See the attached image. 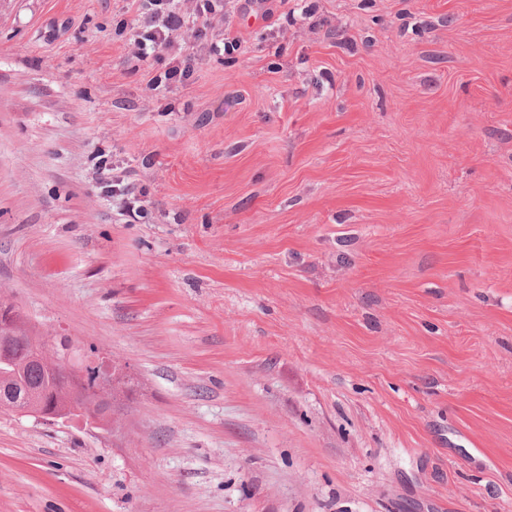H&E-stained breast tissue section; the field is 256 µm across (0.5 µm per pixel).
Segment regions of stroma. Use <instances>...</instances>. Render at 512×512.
Instances as JSON below:
<instances>
[{"label":"stroma","instance_id":"obj_1","mask_svg":"<svg viewBox=\"0 0 512 512\" xmlns=\"http://www.w3.org/2000/svg\"><path fill=\"white\" fill-rule=\"evenodd\" d=\"M137 9L0 0V296L120 374L0 512H512V0H224L157 87Z\"/></svg>","mask_w":512,"mask_h":512}]
</instances>
